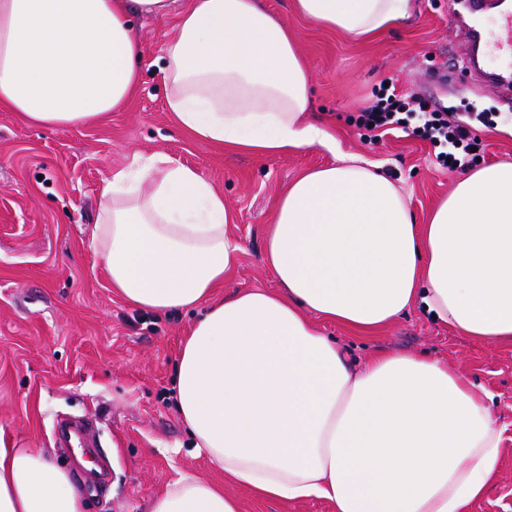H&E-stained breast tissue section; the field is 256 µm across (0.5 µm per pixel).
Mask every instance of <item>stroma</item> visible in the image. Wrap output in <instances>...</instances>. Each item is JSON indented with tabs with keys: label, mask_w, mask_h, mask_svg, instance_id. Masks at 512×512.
Masks as SVG:
<instances>
[{
	"label": "stroma",
	"mask_w": 512,
	"mask_h": 512,
	"mask_svg": "<svg viewBox=\"0 0 512 512\" xmlns=\"http://www.w3.org/2000/svg\"><path fill=\"white\" fill-rule=\"evenodd\" d=\"M189 3L178 0L164 18L133 17L144 46L142 78L105 121L37 127L0 110V441L44 450L70 469L88 512H150L154 498L184 473L222 487L240 512H333L323 500L259 499L196 454L172 377L197 314H154L128 304L112 292L94 250L102 181L134 156L162 155L201 173L233 215L228 230L244 252L217 295L276 289L263 251L278 200L300 173L336 161L319 146L274 157L228 152L175 126L156 64ZM262 4L287 22L307 62L314 116L325 119L342 152L376 163L404 187L415 223L426 222L459 175L404 130L360 126L362 107L381 85L466 121L483 144L477 165L512 162V91L467 70L468 36L450 20L452 11H463L461 0H413L408 19L359 41L299 17L293 0ZM324 331L353 358L364 361L381 349L424 355L488 389L504 428L500 476L469 512H512L511 345L460 337L420 306L373 334L332 323ZM75 417L96 424L110 469L104 489L75 451L56 443L60 420Z\"/></svg>",
	"instance_id": "35a3bbf8"
}]
</instances>
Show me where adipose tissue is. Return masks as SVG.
<instances>
[{
  "mask_svg": "<svg viewBox=\"0 0 512 512\" xmlns=\"http://www.w3.org/2000/svg\"><path fill=\"white\" fill-rule=\"evenodd\" d=\"M174 0H0V108L43 127L91 124L141 80L133 15ZM309 22L379 35L411 0H294ZM159 71L185 134L259 156L336 138L310 122L309 72L287 24L260 0H192ZM96 248L112 291L156 313L210 305L173 379L198 453L265 499L335 512H467L497 479L492 394L436 359L380 351L354 364L320 322L357 333L422 306L458 335L512 344V163L469 171L425 224L402 187L354 154L300 175L266 230L279 289H214L238 265L224 196L197 170L137 156L104 180ZM46 452L0 447V512H87ZM151 512H239L190 474Z\"/></svg>",
  "mask_w": 512,
  "mask_h": 512,
  "instance_id": "ef3b65f1",
  "label": "adipose tissue"
}]
</instances>
